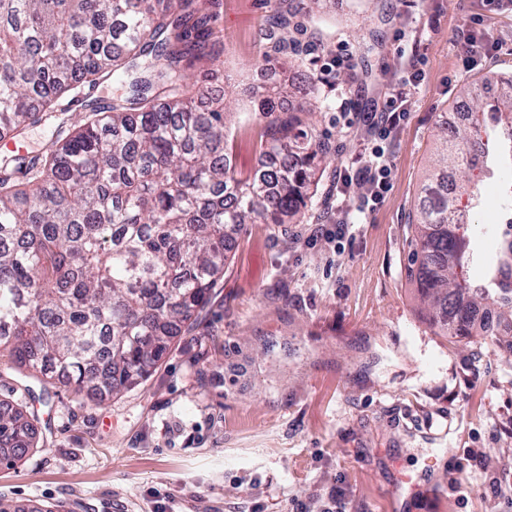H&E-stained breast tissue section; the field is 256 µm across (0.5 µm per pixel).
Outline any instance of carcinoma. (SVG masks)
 Masks as SVG:
<instances>
[{"label":"carcinoma","mask_w":512,"mask_h":512,"mask_svg":"<svg viewBox=\"0 0 512 512\" xmlns=\"http://www.w3.org/2000/svg\"><path fill=\"white\" fill-rule=\"evenodd\" d=\"M303 0H275L263 60L297 56L288 38ZM212 0H0V128L54 124L66 136L40 156H0V348L19 375L81 395L139 385L194 328L224 276L231 232L295 224L335 150L313 128L314 105L287 108L281 83L254 95L264 161L232 163L224 100L193 72L217 61ZM116 81L106 104L93 92ZM462 137L442 148L407 231L408 280L428 323L452 337L492 335L474 313L512 322V240L479 279L474 237L457 223L512 150V93L484 80L461 89ZM77 103L79 108L69 105ZM35 411L0 401V462L38 447Z\"/></svg>","instance_id":"cac0c4a2"}]
</instances>
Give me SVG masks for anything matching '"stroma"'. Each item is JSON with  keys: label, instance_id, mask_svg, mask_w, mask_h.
I'll return each mask as SVG.
<instances>
[{"label": "stroma", "instance_id": "obj_1", "mask_svg": "<svg viewBox=\"0 0 512 512\" xmlns=\"http://www.w3.org/2000/svg\"><path fill=\"white\" fill-rule=\"evenodd\" d=\"M323 5L299 61L265 63L270 0H215L219 58L197 74L237 114L244 172L260 162L247 110L258 69L276 82L315 80V131L339 152L302 223L234 231L200 325L134 389L82 402L57 384L44 402L40 382H20L0 356V400L40 411L44 441L0 464V512H512V355L479 336L435 335L405 276L406 224L438 131L454 122L464 82L512 75V15L483 0ZM472 16L497 47L466 70L455 29ZM373 29L382 44L370 52ZM410 49L424 79L384 143L391 189L359 223L335 225L336 168ZM338 54L346 67H331ZM496 183L472 212L479 265L493 260ZM319 224L330 235L316 234Z\"/></svg>", "mask_w": 512, "mask_h": 512}]
</instances>
